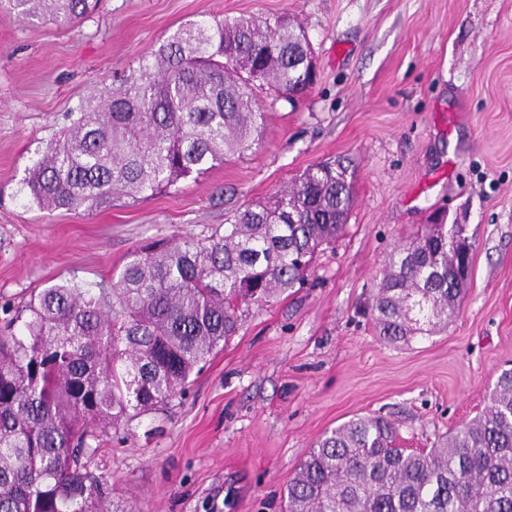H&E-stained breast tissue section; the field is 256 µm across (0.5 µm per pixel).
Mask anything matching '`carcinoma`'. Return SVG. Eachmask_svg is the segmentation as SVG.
I'll list each match as a JSON object with an SVG mask.
<instances>
[{
	"instance_id": "obj_1",
	"label": "carcinoma",
	"mask_w": 512,
	"mask_h": 512,
	"mask_svg": "<svg viewBox=\"0 0 512 512\" xmlns=\"http://www.w3.org/2000/svg\"><path fill=\"white\" fill-rule=\"evenodd\" d=\"M25 18L71 23L92 0H0ZM311 53L288 15L192 22L81 102L47 142L24 189L42 209L93 212L177 185L259 140L255 82L294 106ZM354 171L317 163L268 200L239 206L224 232L130 252L109 288L42 289L0 336V512H106L89 470L102 429L169 404L237 334L250 306L303 283L300 270L343 231ZM471 253L444 221L397 246L369 306L379 335L411 342L448 328ZM395 423L361 416L326 433L288 483L287 512H512V369L485 410L418 454Z\"/></svg>"
}]
</instances>
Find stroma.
<instances>
[{"label": "stroma", "mask_w": 512, "mask_h": 512, "mask_svg": "<svg viewBox=\"0 0 512 512\" xmlns=\"http://www.w3.org/2000/svg\"><path fill=\"white\" fill-rule=\"evenodd\" d=\"M282 14L304 27L316 78L293 106L258 92L250 150L104 210L26 196L39 149L113 73L185 23ZM329 159L356 170L344 233L183 395L101 438L90 467L108 512H284L298 464L351 418L394 419L420 450L484 409L512 368V0H99L70 24L0 7V308L55 283L112 285L141 244L210 236ZM442 215L473 244L465 297L446 331L392 346L367 305L389 253Z\"/></svg>", "instance_id": "35a3bbf8"}]
</instances>
